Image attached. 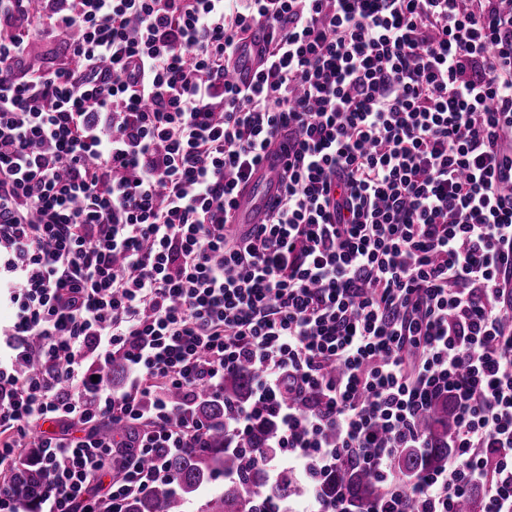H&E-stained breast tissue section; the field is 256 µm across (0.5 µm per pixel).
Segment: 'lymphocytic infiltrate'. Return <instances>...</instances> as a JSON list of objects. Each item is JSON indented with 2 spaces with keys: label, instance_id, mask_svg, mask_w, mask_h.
<instances>
[{
  "label": "lymphocytic infiltrate",
  "instance_id": "lymphocytic-infiltrate-1",
  "mask_svg": "<svg viewBox=\"0 0 512 512\" xmlns=\"http://www.w3.org/2000/svg\"><path fill=\"white\" fill-rule=\"evenodd\" d=\"M262 32L253 82L229 78ZM62 43L66 63L30 62ZM270 220L236 192L280 129ZM0 512H126L254 373L307 512H512V0H0ZM122 357L127 381L105 370ZM446 468L390 462L431 442ZM54 430H45V423ZM358 463L362 504L315 491ZM451 424L452 416L448 410V401H438L420 420V426L430 436L433 448H425L424 452H418L414 448L404 449L392 458L393 471L406 475L407 477H400L409 481L415 478L409 475L442 469L448 464V457L452 451V448H448V430Z\"/></svg>",
  "mask_w": 512,
  "mask_h": 512
}]
</instances>
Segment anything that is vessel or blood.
<instances>
[{
  "label": "vessel or blood",
  "mask_w": 512,
  "mask_h": 512,
  "mask_svg": "<svg viewBox=\"0 0 512 512\" xmlns=\"http://www.w3.org/2000/svg\"><path fill=\"white\" fill-rule=\"evenodd\" d=\"M257 48L248 43L239 51V61L233 68L238 85L249 84L254 76ZM288 159V133L280 131L275 138V147L266 152L255 174L237 198L234 221L238 224L266 223L275 208L281 193L280 173Z\"/></svg>",
  "instance_id": "vessel-or-blood-1"
}]
</instances>
